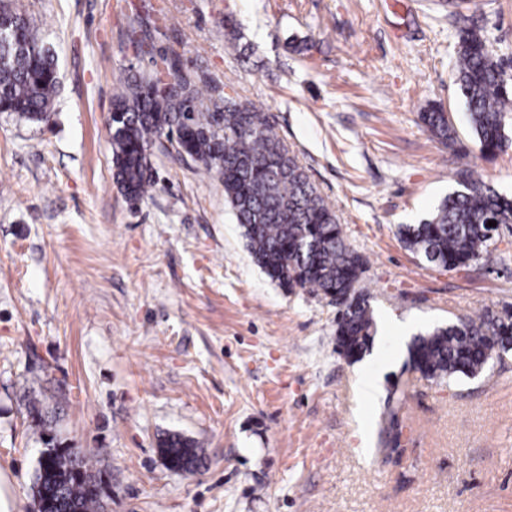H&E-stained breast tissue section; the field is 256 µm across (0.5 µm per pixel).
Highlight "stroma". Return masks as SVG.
<instances>
[{
	"label": "stroma",
	"mask_w": 512,
	"mask_h": 512,
	"mask_svg": "<svg viewBox=\"0 0 512 512\" xmlns=\"http://www.w3.org/2000/svg\"><path fill=\"white\" fill-rule=\"evenodd\" d=\"M54 51L49 122L0 112V496L33 512L41 452L79 448L102 512H512V352L447 386L406 371L414 335L512 306V235L461 270L406 250L474 171L512 195V147L472 146L454 63L476 25L512 59V0H12ZM185 75L268 112L367 260L376 322L362 359L336 350V306L271 281L221 181L151 150L153 187L127 202L108 119L120 80ZM442 107L457 148L419 119ZM381 380L373 402L362 385ZM405 391L400 455L380 444ZM194 439L173 470L159 442ZM160 448L169 465L184 473H195L203 463V450L199 448L198 443L180 434L166 435L160 442Z\"/></svg>",
	"instance_id": "35a3bbf8"
}]
</instances>
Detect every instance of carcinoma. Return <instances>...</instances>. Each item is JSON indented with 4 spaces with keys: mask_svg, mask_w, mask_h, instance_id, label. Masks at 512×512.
<instances>
[{
    "mask_svg": "<svg viewBox=\"0 0 512 512\" xmlns=\"http://www.w3.org/2000/svg\"><path fill=\"white\" fill-rule=\"evenodd\" d=\"M0 27L10 32L0 42V112L34 123L49 121L59 84L57 61L41 32L23 15L0 5ZM455 83L467 110L470 135L482 156H494L509 143L512 120V67L502 65L494 46L474 28L460 30ZM166 75L179 90L160 93L155 85ZM109 134L116 182L127 200L142 201L151 187L150 150L165 138L176 150L218 176L254 262L286 288L308 289L336 307V348L351 362L371 347L376 323L361 289L365 258L346 242L335 211L310 181L279 138L271 115L217 94L207 81L197 87L176 61L165 72L133 75L118 87ZM420 120L443 144L458 134L439 108ZM464 190L446 198L431 219L400 224L403 246L444 270L466 268L489 253L500 239V226L512 224V198L481 180L463 182ZM496 226H488V222ZM512 350V307L487 311L478 318L459 317L419 335L408 348L406 365L424 377L451 385L473 379ZM404 395L393 389L387 400L381 444L392 452L401 431L398 414ZM160 448L169 465L195 473L204 455L198 443L168 434ZM86 456L58 448L46 468L37 469L34 496L62 484L79 512H98V487Z\"/></svg>",
    "mask_w": 512,
    "mask_h": 512,
    "instance_id": "1",
    "label": "carcinoma"
}]
</instances>
